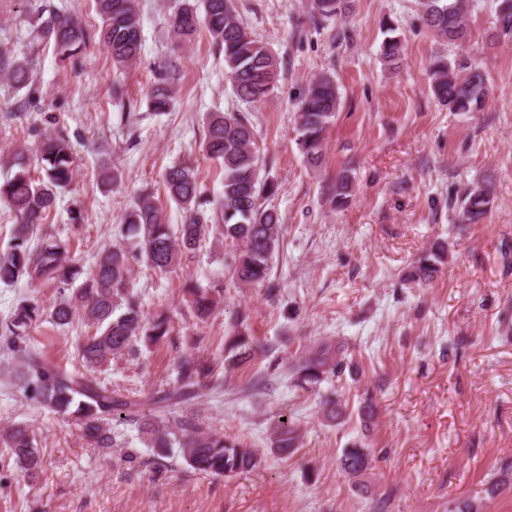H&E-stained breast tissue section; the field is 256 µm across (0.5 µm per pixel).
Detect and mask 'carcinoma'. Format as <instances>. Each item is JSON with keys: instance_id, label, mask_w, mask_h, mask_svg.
Wrapping results in <instances>:
<instances>
[{"instance_id": "1", "label": "carcinoma", "mask_w": 512, "mask_h": 512, "mask_svg": "<svg viewBox=\"0 0 512 512\" xmlns=\"http://www.w3.org/2000/svg\"><path fill=\"white\" fill-rule=\"evenodd\" d=\"M352 0H312V17L318 21L341 15ZM493 41L512 44V0H497ZM419 14L427 28L450 44H464L470 29L465 16V0H418ZM101 20L98 41L112 57L116 68H127L139 58L142 41L137 0H94ZM172 32L181 43L193 40L205 28L212 42L224 52V68L237 97L247 103L267 100L277 85L280 62L274 53L255 40L246 26L233 13L229 0H184L171 19ZM39 37L51 41L62 55L78 54L90 40V33L76 18L60 10H51L42 21ZM402 45L396 36L385 38L379 48L383 61L394 67L401 60ZM9 77L19 88L32 83L26 63L15 61ZM431 92L451 112H479L487 97V84L482 71L463 74L451 62L439 58L431 68ZM173 89L168 74L161 73L149 94L150 107L156 112L169 109ZM341 96L336 80L322 75L304 89L296 113L297 145L306 162L321 164L325 133L340 109ZM203 152L217 162L224 172L223 190L213 214L198 210L200 184L198 171L186 162L168 167L164 189L170 201L186 212L181 224H169L147 190L137 196L123 215L122 231L136 240L137 252L120 247L102 251L89 268L67 257V248L53 234L42 231L62 190L72 182L76 154L68 137L45 135L32 151L39 175L31 174L30 156L18 153L12 167L16 171L0 183V201L16 213L9 249L0 253V283L13 285L25 279L31 286L59 283L67 287L50 312L35 298L21 300L12 315L0 323V356L21 362L22 390L25 397L40 408L68 415L79 422L84 435L97 448L118 445L112 432V421L138 427L153 437V447L161 452L177 447L187 465L201 473L224 476L259 467L262 458L240 443L211 431L206 417L199 412L182 409V405L203 390L222 385L218 366L191 351L183 352L177 361L173 387L152 400L163 414L152 420L144 418V403L113 392L100 384L95 372L108 366L112 356L132 348L138 336L158 342L172 335L167 316L159 314L150 322L143 321L141 301L128 289L131 261L141 260L154 272L167 274L182 254L201 247L211 235H221L230 242L232 251L227 266L233 281L241 286L269 282L273 258L280 249L281 224L275 211L265 208L260 200H268L278 191L277 184L260 176V153L249 121L236 113L210 114ZM352 182L342 175L327 187L331 199L340 206L351 193ZM490 189L477 185L466 190L455 201L458 219L465 224H480L491 209ZM448 258L445 244H437L423 252L409 278L418 284L429 283L438 266ZM185 302L198 320L208 318L224 292L215 285L203 288L190 284L185 289ZM123 309L119 315L117 309ZM59 327L73 318H82L95 332L84 337L78 355L84 371L68 372L41 356L27 344L28 329L43 317ZM259 346L251 337L241 334L227 346L224 366L234 369L257 355ZM351 363L340 348L320 342L300 355L292 364L296 385L315 389L321 383L341 378ZM324 417L336 422L345 417L341 401L328 397ZM297 427L290 420L277 421L272 447L286 454L295 447ZM12 467L22 476L35 479L43 467V457L35 435L25 425H17L8 433ZM340 466L346 476L358 483L371 466L369 449L352 444L342 450Z\"/></svg>"}]
</instances>
